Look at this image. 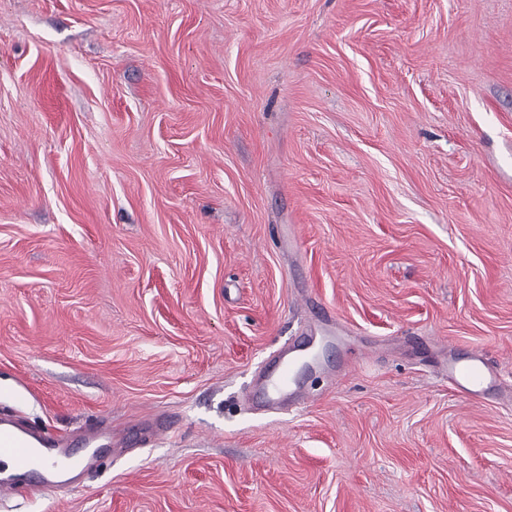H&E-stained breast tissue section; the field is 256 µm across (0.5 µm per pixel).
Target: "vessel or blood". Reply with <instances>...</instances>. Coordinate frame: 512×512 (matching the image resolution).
<instances>
[{"mask_svg":"<svg viewBox=\"0 0 512 512\" xmlns=\"http://www.w3.org/2000/svg\"><path fill=\"white\" fill-rule=\"evenodd\" d=\"M314 342L304 337L302 342L292 343L276 358L277 375L265 378L254 391V398L264 406L276 407L292 400L304 401L305 395L296 382L292 369L298 353ZM449 379L461 393L472 399H482L493 388L498 375L485 360L482 350H474L470 359H449ZM72 450L64 438L55 437L24 426L18 422L0 424V499L30 491L32 483L52 484L62 473Z\"/></svg>","mask_w":512,"mask_h":512,"instance_id":"vessel-or-blood-1","label":"vessel or blood"}]
</instances>
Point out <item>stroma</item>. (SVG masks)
Here are the masks:
<instances>
[{
	"label": "stroma",
	"mask_w": 512,
	"mask_h": 512,
	"mask_svg": "<svg viewBox=\"0 0 512 512\" xmlns=\"http://www.w3.org/2000/svg\"><path fill=\"white\" fill-rule=\"evenodd\" d=\"M0 410L177 420L0 512H512V0H0ZM314 340V336H304L302 342H294L283 350L275 360L278 370L276 377L272 379L268 374L266 377L264 375V382L256 391L249 392L246 398L249 400L260 399L263 401L261 406L264 407H276L288 403L292 399H296L297 404L305 401L307 397L292 375V369L297 354L308 349L314 343ZM447 373L448 379L460 392L474 400L482 399L498 379L497 373L487 365L484 352L479 348L473 351L467 361L448 358Z\"/></svg>",
	"instance_id": "stroma-1"
}]
</instances>
